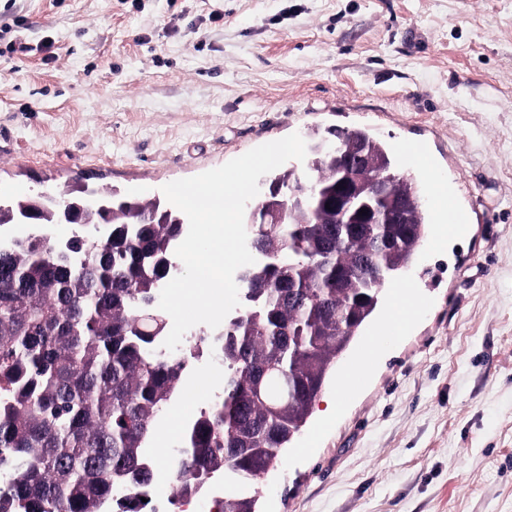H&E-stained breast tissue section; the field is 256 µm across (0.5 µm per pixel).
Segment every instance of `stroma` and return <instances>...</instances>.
I'll list each match as a JSON object with an SVG mask.
<instances>
[{
    "label": "stroma",
    "instance_id": "stroma-1",
    "mask_svg": "<svg viewBox=\"0 0 512 512\" xmlns=\"http://www.w3.org/2000/svg\"><path fill=\"white\" fill-rule=\"evenodd\" d=\"M316 124L424 144L471 224L261 512H512V0H0L1 196L157 198Z\"/></svg>",
    "mask_w": 512,
    "mask_h": 512
}]
</instances>
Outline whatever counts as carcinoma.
I'll return each mask as SVG.
<instances>
[{
	"label": "carcinoma",
	"mask_w": 512,
	"mask_h": 512,
	"mask_svg": "<svg viewBox=\"0 0 512 512\" xmlns=\"http://www.w3.org/2000/svg\"><path fill=\"white\" fill-rule=\"evenodd\" d=\"M304 138L308 167L321 178L311 203L286 224L257 225L254 248L283 247L277 267L240 271V295L255 287L250 310L224 319V397L188 424L176 462L178 497L224 493L215 512H259L250 482L277 470L306 425L329 372L374 316L382 287L417 259L428 233L422 204L411 224L331 223L340 159L337 140L379 162L376 177L395 173L390 150L363 129L312 128ZM299 172L267 177L260 213L283 206ZM112 236L77 242L86 251L80 274L52 261V239L0 251V512H101L112 493L150 480L145 445L183 388L179 358L154 353L166 324L154 303L182 217L155 200L110 193ZM12 210L35 209L51 224V201L18 198ZM112 512H156L152 501L127 497Z\"/></svg>",
	"instance_id": "obj_1"
}]
</instances>
